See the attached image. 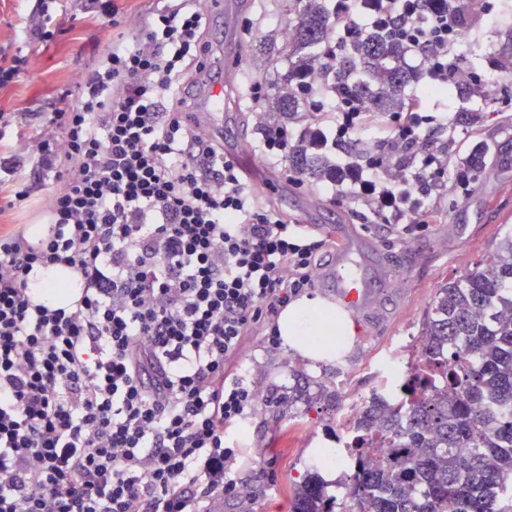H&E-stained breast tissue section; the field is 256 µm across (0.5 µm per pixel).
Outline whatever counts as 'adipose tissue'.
Returning a JSON list of instances; mask_svg holds the SVG:
<instances>
[{
    "label": "adipose tissue",
    "instance_id": "obj_1",
    "mask_svg": "<svg viewBox=\"0 0 512 512\" xmlns=\"http://www.w3.org/2000/svg\"><path fill=\"white\" fill-rule=\"evenodd\" d=\"M36 284L38 301L50 306H66L81 294L79 275L63 265L40 269ZM277 325L283 346L313 362L336 360L354 341L350 314L321 298L292 301L283 309Z\"/></svg>",
    "mask_w": 512,
    "mask_h": 512
}]
</instances>
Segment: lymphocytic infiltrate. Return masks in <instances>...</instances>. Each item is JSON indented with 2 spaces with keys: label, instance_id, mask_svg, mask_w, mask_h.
<instances>
[{
  "label": "lymphocytic infiltrate",
  "instance_id": "f902f5d3",
  "mask_svg": "<svg viewBox=\"0 0 512 512\" xmlns=\"http://www.w3.org/2000/svg\"><path fill=\"white\" fill-rule=\"evenodd\" d=\"M0 50V88L54 37L50 6ZM336 19L321 64L292 80L313 136L335 158L337 197L368 224L421 233L473 182L432 133L480 99L512 111V54L478 42L512 16V0H329ZM398 50L425 93L378 113L368 77L337 69L366 33ZM196 0H160L114 35L76 94L43 113L37 169L53 173L47 231L0 227V512H208L239 495L224 435L256 413L238 370L253 332L276 346L282 309L315 285L321 240L260 204L178 88L207 65ZM61 264L79 300L39 303L34 267Z\"/></svg>",
  "mask_w": 512,
  "mask_h": 512
}]
</instances>
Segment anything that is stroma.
<instances>
[{
    "mask_svg": "<svg viewBox=\"0 0 512 512\" xmlns=\"http://www.w3.org/2000/svg\"><path fill=\"white\" fill-rule=\"evenodd\" d=\"M88 4L89 0H58L55 40L34 49L28 72L0 90V113L11 118L22 137L18 187L29 186L36 163L43 129L35 113L48 111L56 98L75 91L82 74L109 48L106 27L89 13ZM222 9L223 38L210 43L209 67L228 75L224 130L237 138L225 141V156L236 162L250 183H266L264 201L325 240L309 297H331L324 282L340 232L354 257L370 266L379 281L371 301L352 312L355 341L336 361L313 365L283 347L261 346L253 337L243 346L242 375L263 393L290 395L294 402L278 411L260 406L242 431L229 435V445L241 447L243 453L227 462L226 474L249 487L251 495L216 497L209 512H289L295 483L305 471L317 469L316 450L336 431L337 404L326 398L309 400V393L321 384L346 397L381 384L379 366L391 358L406 360L407 353L396 339L408 332L420 335L436 289L486 261L500 233L512 229V122L485 112L474 124L477 139L491 140L492 154L469 194L449 192L448 220L430 225L414 239L402 238L383 224L363 223L359 205L337 202L328 180L307 177L295 184L286 172L267 167L254 151L262 137L264 114L245 109L244 85L253 75L264 81L273 76L262 44L268 39L284 42L288 15L283 0H227ZM258 62L263 65L259 71L254 68ZM54 187L53 177L43 178L31 201L0 214V225L25 229L42 223Z\"/></svg>",
    "mask_w": 512,
    "mask_h": 512,
    "instance_id": "35a3bbf8",
    "label": "stroma"
}]
</instances>
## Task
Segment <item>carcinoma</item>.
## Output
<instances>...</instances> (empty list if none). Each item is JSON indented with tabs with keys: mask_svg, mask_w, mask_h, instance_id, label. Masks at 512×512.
<instances>
[{
	"mask_svg": "<svg viewBox=\"0 0 512 512\" xmlns=\"http://www.w3.org/2000/svg\"><path fill=\"white\" fill-rule=\"evenodd\" d=\"M296 36L268 56L288 58L286 70L252 103L284 119L295 105L283 95L294 62L314 56L328 41L336 19L324 0H291ZM396 50L370 35L348 53V62L379 78L377 108L403 99L409 78L389 75ZM288 164L315 179L328 167L301 140ZM422 349L411 363L418 383L403 417L380 399L358 422L379 435L377 461L360 457L357 471L336 481L339 496L315 472L307 473L291 500V512H512V233L495 241L489 260L439 288L421 332ZM459 348L455 359L448 350ZM441 361L444 388L427 390L424 364ZM457 448H470L465 456Z\"/></svg>",
	"mask_w": 512,
	"mask_h": 512,
	"instance_id": "1",
	"label": "carcinoma"
}]
</instances>
